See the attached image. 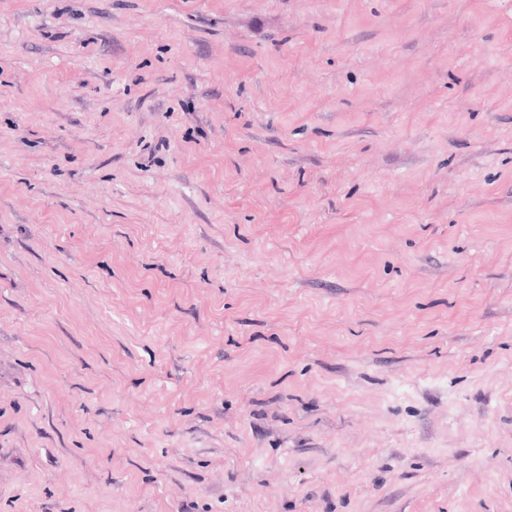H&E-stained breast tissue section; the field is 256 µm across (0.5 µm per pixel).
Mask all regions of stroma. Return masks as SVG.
<instances>
[{"instance_id":"stroma-1","label":"stroma","mask_w":512,"mask_h":512,"mask_svg":"<svg viewBox=\"0 0 512 512\" xmlns=\"http://www.w3.org/2000/svg\"><path fill=\"white\" fill-rule=\"evenodd\" d=\"M0 512H512V0H0Z\"/></svg>"}]
</instances>
